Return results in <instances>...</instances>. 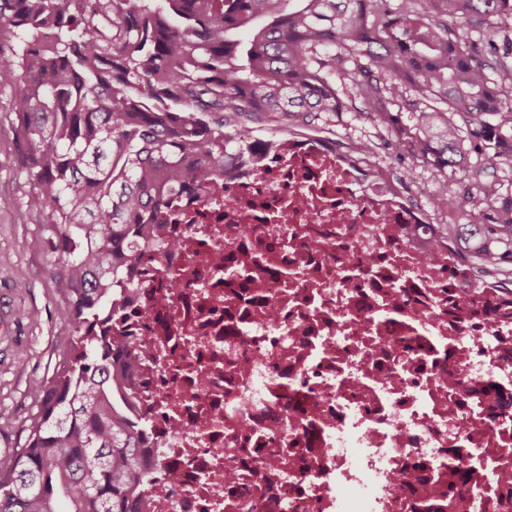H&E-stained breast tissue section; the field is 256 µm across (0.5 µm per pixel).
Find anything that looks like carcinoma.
I'll return each instance as SVG.
<instances>
[{
    "label": "carcinoma",
    "instance_id": "cac0c4a2",
    "mask_svg": "<svg viewBox=\"0 0 512 512\" xmlns=\"http://www.w3.org/2000/svg\"><path fill=\"white\" fill-rule=\"evenodd\" d=\"M0 0V87L12 92V132L60 252L59 292L72 306L74 357L53 380L30 434L0 474V512H134L139 435L112 403L119 368L137 354L112 343V290L128 283L132 243L197 168L219 172L254 139L246 120L340 111L336 80L361 111L404 130L399 97L429 135L415 154L443 173L463 170L459 144L495 167L512 161V74L489 76L464 31L512 19V0ZM447 16L456 27L446 26ZM451 237L462 260L497 271L512 263V197L496 183L469 196ZM401 463L398 481L421 488L415 512L463 502L509 504L512 448L486 458L458 448L448 472Z\"/></svg>",
    "mask_w": 512,
    "mask_h": 512
}]
</instances>
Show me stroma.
<instances>
[{"label":"stroma","mask_w":512,"mask_h":512,"mask_svg":"<svg viewBox=\"0 0 512 512\" xmlns=\"http://www.w3.org/2000/svg\"><path fill=\"white\" fill-rule=\"evenodd\" d=\"M351 86L339 89L343 110L304 116L283 125L266 119L251 121L255 137L272 139L289 133L332 134L337 148L354 142L373 144L369 161L386 172L393 186L415 203L427 204L431 190L458 194L483 182L501 183L512 193V163L486 168L472 143H464L463 171L435 178L430 166L415 158L407 143L386 136L370 115L352 109ZM15 122L9 89H0V461L11 462L30 433L46 390L66 365L72 339L71 308L55 286L59 265L44 231L45 211L27 205L34 190L21 166V148L11 128Z\"/></svg>","instance_id":"35a3bbf8"}]
</instances>
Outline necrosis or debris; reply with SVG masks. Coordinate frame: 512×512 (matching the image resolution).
<instances>
[{
  "label": "necrosis or debris",
  "mask_w": 512,
  "mask_h": 512,
  "mask_svg": "<svg viewBox=\"0 0 512 512\" xmlns=\"http://www.w3.org/2000/svg\"><path fill=\"white\" fill-rule=\"evenodd\" d=\"M224 171L172 197L115 291L137 512H397V459L512 447L511 286L326 141L263 140ZM283 449L291 468L259 469Z\"/></svg>",
  "instance_id": "necrosis-or-debris-1"
}]
</instances>
